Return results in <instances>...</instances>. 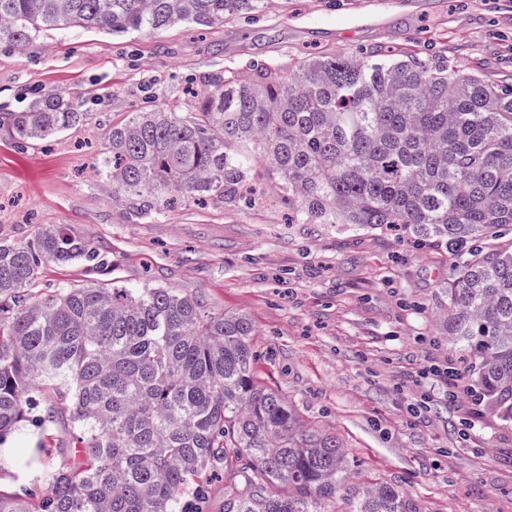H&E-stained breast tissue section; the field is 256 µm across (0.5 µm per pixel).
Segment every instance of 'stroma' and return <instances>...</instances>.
Listing matches in <instances>:
<instances>
[{"label": "stroma", "mask_w": 512, "mask_h": 512, "mask_svg": "<svg viewBox=\"0 0 512 512\" xmlns=\"http://www.w3.org/2000/svg\"><path fill=\"white\" fill-rule=\"evenodd\" d=\"M371 48L511 79L512 0H267L255 16L156 37L64 29L39 33L24 54L0 46V112L64 90L89 114L30 148L0 139V240L65 224L103 263H46L39 287L149 282L206 313L247 315L261 378L303 424L340 438L356 482L398 486L416 512H512V425L477 414L471 397L449 404L429 373L463 368L433 326L437 290L454 274L447 248L399 227L292 224L269 204L210 200L140 217L100 176L105 129L173 108L199 76Z\"/></svg>", "instance_id": "1"}]
</instances>
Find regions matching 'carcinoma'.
<instances>
[{
  "mask_svg": "<svg viewBox=\"0 0 512 512\" xmlns=\"http://www.w3.org/2000/svg\"><path fill=\"white\" fill-rule=\"evenodd\" d=\"M264 0H0V45L78 28L158 35L215 26ZM182 112L146 108L110 126L100 174L138 216L179 200L246 196L255 162L297 224L402 225L454 256L436 301L467 363L462 387L512 424V82L463 74L444 56L323 51L204 74ZM87 120L64 93L0 113L20 147ZM100 262L62 225L0 242V470L26 468L50 492H0V512H209L208 476L224 470V512H415L387 483L350 482L336 436L305 429L256 375L250 319L204 315L174 288L59 284L42 266ZM66 419L68 464L46 447ZM24 436L33 448H10Z\"/></svg>",
  "mask_w": 512,
  "mask_h": 512,
  "instance_id": "carcinoma-1",
  "label": "carcinoma"
}]
</instances>
